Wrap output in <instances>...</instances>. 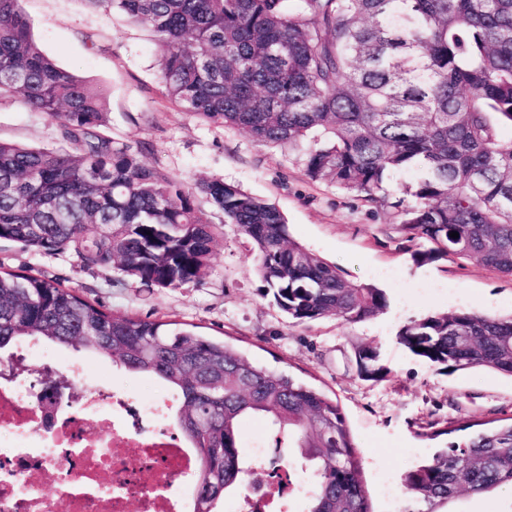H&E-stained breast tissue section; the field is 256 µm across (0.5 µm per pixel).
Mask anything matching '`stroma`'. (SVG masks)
Segmentation results:
<instances>
[{
    "instance_id": "35a3bbf8",
    "label": "stroma",
    "mask_w": 512,
    "mask_h": 512,
    "mask_svg": "<svg viewBox=\"0 0 512 512\" xmlns=\"http://www.w3.org/2000/svg\"><path fill=\"white\" fill-rule=\"evenodd\" d=\"M33 35L59 66L106 87L107 119L101 131L138 147L158 171L193 183L216 177L275 204L290 236L336 264L346 279L382 290L388 305L377 315L340 324L327 317L297 324L262 297L251 245L218 212L212 272L180 288H145L115 268L90 270L70 251L39 252L0 242V264L60 281L104 309L124 315L173 319L197 325L255 363L289 371L337 399L361 464L371 512H388L378 471L394 476L417 466L459 433L428 439L429 423L465 419L480 423L512 416V378L484 368L449 373L401 345L397 334L414 319L460 309L512 315V277L474 261L444 257L415 260L425 242L408 241L392 209H379L305 174L303 153L256 143L245 131L209 124L163 94L159 47L151 29L85 0H23ZM0 139L60 147L50 119L19 96L0 98ZM376 347L386 369L377 382L359 378L355 351ZM57 367L81 360L87 388L114 387L151 403L164 392L156 377L127 371L111 358L46 346L31 356Z\"/></svg>"
}]
</instances>
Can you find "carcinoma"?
<instances>
[{"mask_svg": "<svg viewBox=\"0 0 512 512\" xmlns=\"http://www.w3.org/2000/svg\"><path fill=\"white\" fill-rule=\"evenodd\" d=\"M22 0H0V97L17 94L55 125L62 149L0 140V241L70 250L87 269L117 267L147 288H180L212 270L215 226L200 196L235 224L263 295L297 324L367 319L385 294L293 240L276 205L220 179L179 182L139 149L100 133L104 88L57 66L31 34ZM151 27L163 93L199 118L304 154L307 176L401 216L421 260L472 259L512 276V0H86ZM420 172L411 184L395 175ZM456 232L459 237L452 238ZM37 341L110 356L175 391L176 422L198 449L196 512L259 483L240 422L272 426L278 460L314 483L303 512H370L337 401L288 372L253 363L195 325L107 311L59 281L0 264V351ZM448 372L512 377V317L427 315L398 333ZM424 351L419 352L417 348ZM359 376L385 373L370 344ZM470 430L407 471L405 512H451L461 493L512 486V417Z\"/></svg>", "mask_w": 512, "mask_h": 512, "instance_id": "1", "label": "carcinoma"}]
</instances>
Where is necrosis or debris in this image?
Listing matches in <instances>:
<instances>
[{
	"label": "necrosis or debris",
	"mask_w": 512,
	"mask_h": 512,
	"mask_svg": "<svg viewBox=\"0 0 512 512\" xmlns=\"http://www.w3.org/2000/svg\"><path fill=\"white\" fill-rule=\"evenodd\" d=\"M0 361V512H194L187 487L200 465L196 448L175 432L178 404L168 394L143 406L124 391L99 388L63 396L23 383ZM53 476L44 492V476ZM287 466L249 490L238 512H289L306 492Z\"/></svg>",
	"instance_id": "obj_1"
}]
</instances>
